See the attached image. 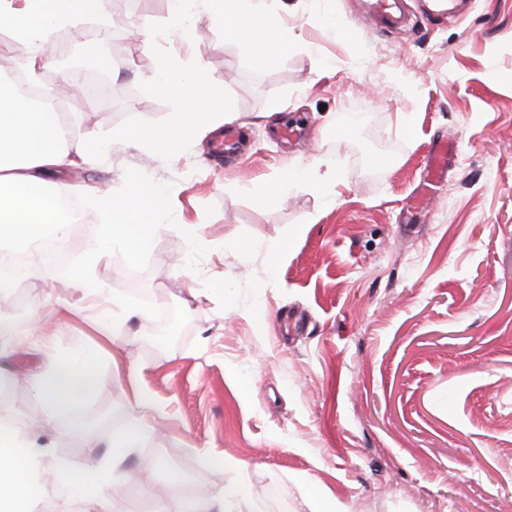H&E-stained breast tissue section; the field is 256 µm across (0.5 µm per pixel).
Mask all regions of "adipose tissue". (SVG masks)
I'll list each match as a JSON object with an SVG mask.
<instances>
[{
    "instance_id": "obj_1",
    "label": "adipose tissue",
    "mask_w": 512,
    "mask_h": 512,
    "mask_svg": "<svg viewBox=\"0 0 512 512\" xmlns=\"http://www.w3.org/2000/svg\"><path fill=\"white\" fill-rule=\"evenodd\" d=\"M106 0H0V30L35 49L43 66L55 64L50 43L53 32L88 17L103 16ZM99 144L65 135L56 112L32 104L10 85L0 82V243H25L37 230L52 228L66 234L62 199L75 193L70 184L49 183L56 170L74 160L93 159ZM336 183L333 167L323 160L299 164L265 181L263 198L284 199L299 184L332 196ZM166 190L139 172L126 177L122 197L99 195L95 206L103 224L99 238L89 242L88 254L98 258L115 244L124 247L129 262H137L150 236L159 231L157 215L165 209ZM102 379L97 357L86 354L81 360L59 361L54 367L33 373V398L46 406L42 425L53 421L52 410L74 406L89 398ZM147 401L136 395L138 413L133 423L99 441L88 430H78L84 447L106 446V453L92 461H53L43 443L32 434V423L23 421L14 405L0 400V512H41L43 474H54L53 489L62 512L73 505L89 504L93 512H115L117 505L104 492L106 485L127 487L132 496L151 502V512H255L247 487L239 481L224 485L204 499H156L152 496L150 474L156 462L131 469L128 460L150 431L144 412Z\"/></svg>"
}]
</instances>
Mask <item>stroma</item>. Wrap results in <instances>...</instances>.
Here are the masks:
<instances>
[{"label":"stroma","mask_w":512,"mask_h":512,"mask_svg":"<svg viewBox=\"0 0 512 512\" xmlns=\"http://www.w3.org/2000/svg\"><path fill=\"white\" fill-rule=\"evenodd\" d=\"M275 3L299 48L257 75L206 15L188 36L152 38L168 0H108L103 18L68 28L73 42L103 29L112 39L107 98L63 99L74 138L169 115L139 89L157 45L231 94L245 154L217 165L215 135L202 130L168 160L116 141L103 160L54 173L79 186L91 224L72 241L71 266L99 231L89 195L122 194L138 171L171 197L138 263L121 249L99 257L89 292L66 295L67 318L50 303L62 294L56 280H31L26 308L0 305L12 318L41 312L54 339L0 360L10 401L41 414L26 371L94 345L105 382L57 411L46 430L57 458L86 453L65 426L129 425L139 391L160 413L134 456L159 460L161 497L202 498L239 477L259 512H308L303 473L347 512H512V0H473L463 18L434 23L407 0L408 32L370 28L361 0ZM328 10L335 26L323 23ZM273 98L282 111L267 112ZM356 110L365 123L342 134ZM299 116L310 137L284 136ZM440 137L454 142L455 162L426 216L405 223ZM377 154L390 166L373 168ZM315 158L336 167L334 199L296 188L262 200L263 182ZM186 224L200 225L199 242ZM295 228V250L269 272L271 245ZM231 235L239 248L225 247ZM112 295L138 311L116 316L136 336L125 353L96 329Z\"/></svg>","instance_id":"stroma-1"}]
</instances>
